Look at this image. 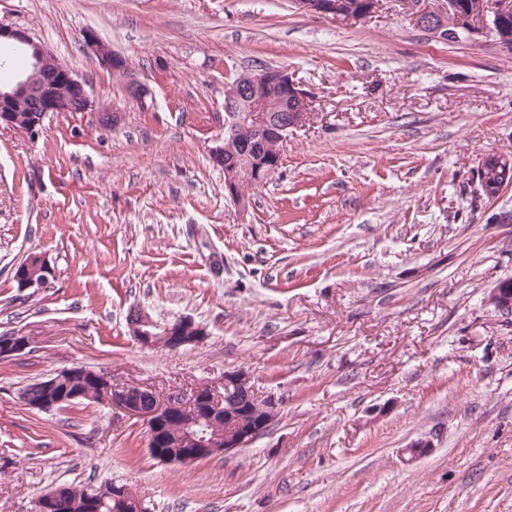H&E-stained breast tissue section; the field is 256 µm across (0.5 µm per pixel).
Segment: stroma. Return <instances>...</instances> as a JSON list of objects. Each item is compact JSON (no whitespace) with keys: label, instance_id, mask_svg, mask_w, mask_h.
I'll list each match as a JSON object with an SVG mask.
<instances>
[{"label":"stroma","instance_id":"stroma-1","mask_svg":"<svg viewBox=\"0 0 512 512\" xmlns=\"http://www.w3.org/2000/svg\"><path fill=\"white\" fill-rule=\"evenodd\" d=\"M0 22L99 105L50 114L36 138L0 127V336L26 344L0 358V512L106 482L148 512H512V313L487 302L512 278V186L489 200L476 180L512 156V53L433 38L398 0L361 23L297 0H0ZM90 30L149 79V107L125 100ZM262 66L314 103L243 211L210 150L225 77ZM33 252L54 270L36 292L14 278ZM137 306L206 337L140 347ZM80 365L162 397L243 370L282 406L248 447L162 463L142 421L20 401Z\"/></svg>","mask_w":512,"mask_h":512}]
</instances>
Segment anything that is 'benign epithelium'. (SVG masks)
<instances>
[{"instance_id":"benign-epithelium-1","label":"benign epithelium","mask_w":512,"mask_h":512,"mask_svg":"<svg viewBox=\"0 0 512 512\" xmlns=\"http://www.w3.org/2000/svg\"><path fill=\"white\" fill-rule=\"evenodd\" d=\"M300 7L310 13L333 19L362 22L378 9L377 0H365L357 7L342 0H298ZM403 13L412 17L425 32L434 38L448 31L453 38L457 31L465 30L473 35L489 34L502 49L512 52V35L503 30L493 2H488L480 12L465 15L455 9L444 8L433 12L427 0H399ZM14 43L28 57V68L16 83L8 88L0 86V125L23 132L31 137L40 134L43 120L50 112H89L96 109L85 80L59 63L42 43L24 28L0 22V44ZM87 46L95 53L99 63L111 73L123 76L125 97L143 103L152 95L149 83L134 72L127 59L90 31ZM277 98L280 111H268L271 98ZM312 93L287 70L261 68L253 71L249 83L235 86L225 92L224 111L227 112L224 129L231 131L224 144L212 149V161L224 167V191L243 211L249 207V199L240 189L244 173H253V180L264 181L281 166V160L266 153L267 140L276 137L284 140L288 133L305 122ZM251 127L258 131L254 142L253 158L243 167L235 150V134L238 127ZM480 190L487 198H496L504 188L512 185V157L489 155L477 174ZM53 275L45 257L29 254L24 267L16 275L22 290L48 286ZM131 336L142 347L177 350L188 344H199L206 336L205 330L192 319L178 317L159 322L144 308L137 307L128 316ZM61 376L37 382L47 391H55V397H35L24 390L19 393L21 402L41 411L51 410L62 403L81 396L77 381L59 386ZM224 400H217L210 391L200 385L190 396L171 393L159 398L156 393L136 383L114 385L109 377L100 382L99 400L110 407L112 413L136 418L146 425L148 447L168 463L190 464L226 454L251 444L263 435L280 413L282 400L273 395L257 396L250 384L249 375L242 370L224 373ZM179 415L181 429L173 433L166 428L165 420ZM224 422V441L210 435L211 425ZM112 499L126 512H144L136 493L127 485H112L98 490V500ZM71 507L69 493L58 486L36 502V512H68Z\"/></svg>"}]
</instances>
